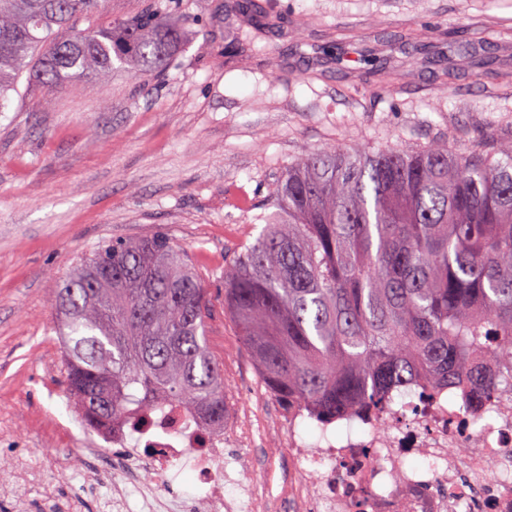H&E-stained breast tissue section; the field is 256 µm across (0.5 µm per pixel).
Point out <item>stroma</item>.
<instances>
[{"label":"stroma","mask_w":512,"mask_h":512,"mask_svg":"<svg viewBox=\"0 0 512 512\" xmlns=\"http://www.w3.org/2000/svg\"><path fill=\"white\" fill-rule=\"evenodd\" d=\"M199 38L153 79L117 73L11 96L0 109V459L57 451L55 497L105 512L112 449L90 440L65 383L50 298L106 239L164 231L185 247L209 303L207 339L224 363L228 419L256 412L245 479L287 439L275 400L224 315V259L260 225L284 169L323 146L462 151L512 138V0H271L283 19L266 54L213 52L224 0H186Z\"/></svg>","instance_id":"35a3bbf8"}]
</instances>
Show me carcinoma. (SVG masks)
I'll use <instances>...</instances> for the list:
<instances>
[{
    "label": "carcinoma",
    "instance_id": "1",
    "mask_svg": "<svg viewBox=\"0 0 512 512\" xmlns=\"http://www.w3.org/2000/svg\"><path fill=\"white\" fill-rule=\"evenodd\" d=\"M105 0H0V108L22 75L51 88L163 74L198 38L184 0L112 18ZM93 20L87 30L79 23ZM233 59L272 27L226 0ZM263 227L224 266V309L267 392L323 423L380 416L420 388L479 404L512 377V140L489 153L317 149L268 190ZM65 380L89 425L167 406L224 429V371L187 252L158 233L96 246L50 299Z\"/></svg>",
    "mask_w": 512,
    "mask_h": 512
}]
</instances>
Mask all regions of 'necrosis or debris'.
<instances>
[{
  "label": "necrosis or debris",
  "instance_id": "necrosis-or-debris-1",
  "mask_svg": "<svg viewBox=\"0 0 512 512\" xmlns=\"http://www.w3.org/2000/svg\"><path fill=\"white\" fill-rule=\"evenodd\" d=\"M308 413L288 408V457L294 469L286 498L301 512H512V390L472 407L462 394L430 402L420 392L393 402L383 421L352 416L346 424H321L310 445L296 430ZM243 428L202 430L189 412L173 408L100 429L94 446L117 448L114 512H129V484H147L140 512H185L175 498L160 499L161 487L190 469L204 490V512H252L266 481L242 482L243 461L226 456ZM419 457L420 467H406ZM238 487L224 493L225 484Z\"/></svg>",
  "mask_w": 512,
  "mask_h": 512
}]
</instances>
